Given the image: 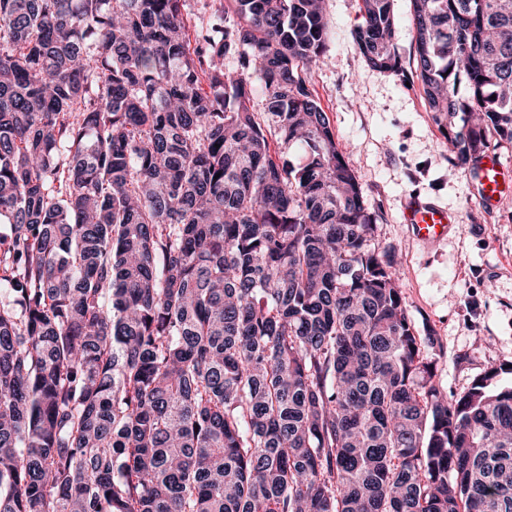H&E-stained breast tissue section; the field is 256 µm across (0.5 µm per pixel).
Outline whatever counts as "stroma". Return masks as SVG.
I'll use <instances>...</instances> for the list:
<instances>
[{
    "label": "stroma",
    "instance_id": "1",
    "mask_svg": "<svg viewBox=\"0 0 512 512\" xmlns=\"http://www.w3.org/2000/svg\"><path fill=\"white\" fill-rule=\"evenodd\" d=\"M393 8L403 75L367 66L353 40L359 0H326L327 55L309 87L367 206L382 216L375 245L396 255L411 317L436 336L438 378L455 399L489 368L512 362V196L482 207L471 171L452 168L415 76L410 0ZM412 193L453 212L458 230L421 246L401 220Z\"/></svg>",
    "mask_w": 512,
    "mask_h": 512
}]
</instances>
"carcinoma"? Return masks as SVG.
Instances as JSON below:
<instances>
[{
	"label": "carcinoma",
	"instance_id": "cac0c4a2",
	"mask_svg": "<svg viewBox=\"0 0 512 512\" xmlns=\"http://www.w3.org/2000/svg\"><path fill=\"white\" fill-rule=\"evenodd\" d=\"M323 2L0 0V512H512V368L437 381ZM393 2L353 38L398 75ZM411 3L451 160L512 143V0Z\"/></svg>",
	"mask_w": 512,
	"mask_h": 512
}]
</instances>
